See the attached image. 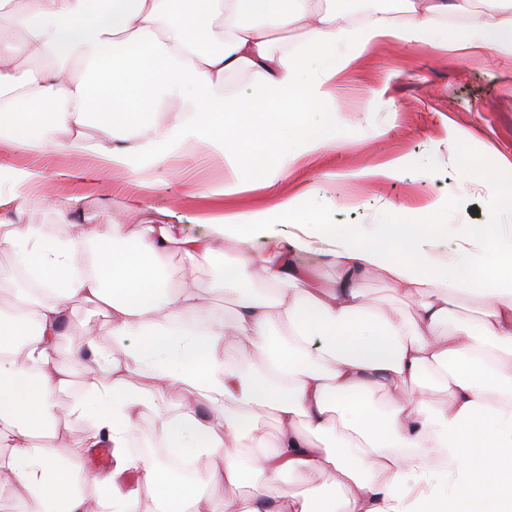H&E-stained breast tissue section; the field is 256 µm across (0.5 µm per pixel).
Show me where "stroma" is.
<instances>
[{
	"label": "stroma",
	"mask_w": 512,
	"mask_h": 512,
	"mask_svg": "<svg viewBox=\"0 0 512 512\" xmlns=\"http://www.w3.org/2000/svg\"><path fill=\"white\" fill-rule=\"evenodd\" d=\"M334 107L347 120L353 137L336 149L308 156L300 170L279 181L276 192L246 190L219 203L186 196L190 179L211 184L224 179L223 162L202 151L193 158L175 160L172 166L154 168V184L142 197L141 222L167 208L171 211L168 223L182 233L207 236L211 233L207 218L236 208L264 207L273 204L276 195H292L312 185L319 194L335 199L331 219L339 224L374 223L386 202L414 207L444 196L451 198L459 222L490 223L500 189L459 180L458 163L448 156V132L453 129L471 136L473 152L488 169L503 173L512 166V56L489 48L449 51L432 43L409 50L397 40H385L372 46L344 75ZM395 158L404 161L397 176L361 177V170L382 167ZM41 163L46 186L59 185L64 192L84 196L91 223L122 224L129 234L138 232V224L127 222L123 209L124 201L135 192L133 175L109 180L79 175L78 161L52 147ZM241 250L234 239H215L213 252L193 267L180 254H168L173 286L188 283L212 289V316L232 324V301L217 289L225 266ZM364 286L370 303L386 315L417 307L416 298L404 296L378 274H371ZM90 339L106 350L116 349L119 342L104 316H87L83 306L72 305L57 354L67 363L70 380L57 395L60 407H68L95 374L87 361L71 355L73 348ZM86 425L84 419L69 418L53 441L55 448L60 455L75 458L82 469L110 470L111 458L77 456L73 442Z\"/></svg>",
	"instance_id": "35a3bbf8"
}]
</instances>
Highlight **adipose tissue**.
Here are the masks:
<instances>
[{
	"mask_svg": "<svg viewBox=\"0 0 512 512\" xmlns=\"http://www.w3.org/2000/svg\"><path fill=\"white\" fill-rule=\"evenodd\" d=\"M354 20L336 0H0V128L18 131L35 105L55 104L47 126L25 135L31 153L56 144L87 160L89 173L130 171L150 189L155 165L205 148L229 172L214 188L231 196L252 183L274 189L308 154L339 146L347 128L330 110L343 73L372 45L395 39L412 47L440 42L458 49L491 46L512 55L492 16L467 27L440 21L471 0H398ZM295 29L292 41L282 30ZM251 81L234 93L233 80ZM176 120L161 124L163 113ZM96 125L98 133L85 129ZM68 136L55 140L58 128ZM273 169L242 175L252 149ZM43 173L0 164V489L11 486L27 512H402L412 500L435 512H507L512 506V190L498 199L493 223L463 224L448 199L411 209L390 204L378 223L335 224L332 199L307 187L295 196L212 219V233H177L166 222L131 239L122 224H80L78 194L39 198ZM56 213L53 232L25 217L34 199ZM291 225L285 237L270 228ZM242 246L269 239L263 287L225 272L239 345L255 363L235 359L223 323H193L206 296L171 287L163 261L177 249L192 261L214 237ZM454 249L436 251L440 238ZM326 257L332 282L298 262ZM380 273L419 299L415 315L385 316L362 285ZM481 304L478 328H447L460 298ZM108 317L118 351L75 348L110 378L89 382L69 408L89 416L79 448L108 446L109 474L74 473L51 444L55 395L66 382L55 352L70 303ZM142 380L125 388L128 374ZM448 394L433 406L429 384ZM190 393L167 402L168 392ZM382 390L386 402L371 399ZM203 400L208 417L195 402ZM160 430L137 446L139 419ZM277 421L273 441H239L249 422ZM221 466H214V458ZM330 474L332 494L310 486L279 490L284 475ZM96 486L87 501L81 484ZM235 490L215 507L208 489Z\"/></svg>",
	"mask_w": 512,
	"mask_h": 512,
	"instance_id": "obj_1",
	"label": "adipose tissue"
}]
</instances>
